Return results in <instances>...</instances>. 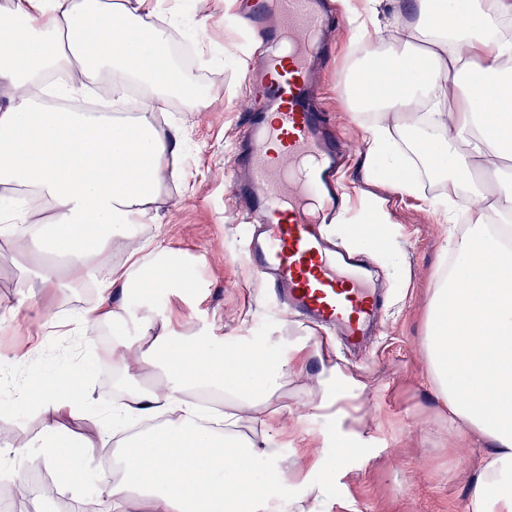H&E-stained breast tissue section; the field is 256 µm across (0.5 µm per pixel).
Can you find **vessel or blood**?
Instances as JSON below:
<instances>
[{
  "mask_svg": "<svg viewBox=\"0 0 512 512\" xmlns=\"http://www.w3.org/2000/svg\"><path fill=\"white\" fill-rule=\"evenodd\" d=\"M326 22L322 0H267L255 10L250 27L269 51L249 79L262 105L246 118V148L234 151L246 177L232 191L251 225L253 272L287 311L358 348L376 335L385 299L362 253L328 244L327 221L341 206L340 158L312 104Z\"/></svg>",
  "mask_w": 512,
  "mask_h": 512,
  "instance_id": "obj_1",
  "label": "vessel or blood"
}]
</instances>
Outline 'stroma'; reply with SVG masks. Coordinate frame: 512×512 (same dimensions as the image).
<instances>
[{
  "label": "stroma",
  "mask_w": 512,
  "mask_h": 512,
  "mask_svg": "<svg viewBox=\"0 0 512 512\" xmlns=\"http://www.w3.org/2000/svg\"><path fill=\"white\" fill-rule=\"evenodd\" d=\"M246 2L165 0L163 5L187 18L197 40L194 70L211 96L199 111L183 112L175 106L165 112L166 122L179 127L185 141L181 175L178 181H165L155 220L126 234L133 246L162 242L198 271L194 288L166 292L163 307L127 298L123 332L132 348L125 356L138 360L137 345L149 325L176 336L206 337L216 352L228 341L245 350L251 337L264 336L270 353L288 357L298 338H317L321 358L301 361L271 400L280 414L267 431L279 439L286 463L305 460L310 437L327 438L317 462L289 481L264 469V477L279 489L277 500L285 512H294V501L312 488L318 489L324 512H467L474 465L488 447L467 442L449 447L448 419L426 365L427 306L449 262L442 251V228L425 203L439 194L440 186L422 177L417 194L409 196L362 176L367 144L359 118L336 85L337 73L351 69L357 44L346 23L348 0H326L335 26L326 37L314 104L326 113L330 131L346 148L342 178L357 189L353 220L387 221L382 245L369 251L390 297L378 334L353 350L343 349L337 337L318 336L276 307L243 259L244 228L237 222L230 161L245 114L255 105L245 92L246 73L264 53L255 43L238 42L237 7ZM37 251L33 243L28 251L17 252L0 238V319L8 322L0 327V374L11 373L28 383L57 371L71 372L86 406L62 422L75 436L91 438L120 396L100 381L98 349L86 348L81 358L70 352V322L85 300L84 289L42 288L27 271ZM24 294L32 303L17 309ZM326 361L366 385L361 393L342 387L350 416L340 425L312 410L307 396ZM349 430L362 432L366 442L340 467L334 452ZM98 469L95 462L85 466L75 490L50 478V491L35 502L36 512H90L97 494L89 479Z\"/></svg>",
  "instance_id": "stroma-1"
}]
</instances>
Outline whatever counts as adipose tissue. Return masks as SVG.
I'll return each mask as SVG.
<instances>
[{
  "instance_id": "obj_1",
  "label": "adipose tissue",
  "mask_w": 512,
  "mask_h": 512,
  "mask_svg": "<svg viewBox=\"0 0 512 512\" xmlns=\"http://www.w3.org/2000/svg\"><path fill=\"white\" fill-rule=\"evenodd\" d=\"M155 0H11L0 8V190L27 191L31 204L48 200L47 222L8 216L0 237L19 250L38 242L50 255L72 262L66 271L43 263L44 287L61 279L92 284L97 299L80 315L85 329L120 327L126 308L113 294H147L188 287L183 267L158 252L145 264L127 252L128 270L101 275L105 256L128 223L150 220L163 175L178 176L182 137L153 115L139 112H72L46 107L50 78L58 96L74 98L107 79L114 92L134 86L158 110L180 100L184 111L200 101L194 74L168 55L170 32ZM512 0H408L403 16L370 40L362 64L339 81L353 111L373 113L365 127L366 179L384 175L402 193H413L406 152L443 176L429 199L444 223L453 266L432 291L427 316V366L448 412V440L489 442L471 481L467 512H512ZM499 173L494 192L475 180ZM468 196H461V188ZM466 228H458V221ZM486 241L492 256L476 253ZM304 339L295 357L266 354L252 344L242 356L234 344L213 352L201 339L163 333L141 355L159 363L160 382L149 386L133 373L122 379L120 416L141 423L127 434L105 423L99 441L117 439L121 465L100 486L103 512H129L133 500L150 512H282L264 498L249 464L265 461L285 477L280 446L255 436L268 424L269 403L294 372L295 359L320 355ZM224 396V427L204 424L189 392ZM45 422L38 461L53 474L77 475L81 461L60 454L69 433L54 414L83 405L72 374L60 372L28 384L22 400Z\"/></svg>"
}]
</instances>
